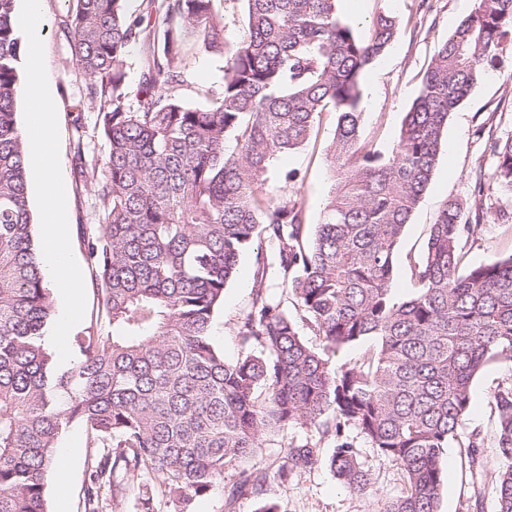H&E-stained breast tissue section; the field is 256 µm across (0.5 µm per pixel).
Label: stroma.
Listing matches in <instances>:
<instances>
[{
    "instance_id": "obj_1",
    "label": "stroma",
    "mask_w": 512,
    "mask_h": 512,
    "mask_svg": "<svg viewBox=\"0 0 512 512\" xmlns=\"http://www.w3.org/2000/svg\"><path fill=\"white\" fill-rule=\"evenodd\" d=\"M75 0H42V41L49 87L56 98L60 133V166L67 196V213L74 256L79 263L86 289V317L98 312L97 290L87 262L82 230H95L103 222L94 189L77 174L74 154L83 149L87 163L103 166L106 156L100 135L98 111L85 104L86 82L75 69L71 49L60 25ZM473 0H436L434 10L419 18V0H338L341 17L358 35L369 36L371 22L381 13H392L400 22L399 32L386 51L366 72L362 80L361 135L365 142L382 153H390L396 144L403 118L419 93L421 80L435 50L449 33L470 13ZM192 87L204 89L220 82L222 57L190 43L185 57ZM492 126L496 138L512 136V45L500 55L479 83L452 112L444 132L439 158L430 181L405 229L399 247L398 267L393 293L410 297L412 286L410 259L422 255L441 207L457 200L470 207L476 201L489 204L488 221L482 231L468 239L465 261L469 264L491 263L512 255V234L504 232L503 216L512 217V198L495 185L484 188L476 197L474 182L478 174H490L495 158L476 131L481 125ZM336 128V115L323 113L318 132L304 148L274 160L272 177L293 171L297 180L289 183L285 197L306 199L307 222L321 223L323 208L334 178L326 160L325 149ZM254 255L246 253L236 278L224 290V303L213 319L212 336L227 360L240 352L237 323L247 311L253 285ZM512 381V363L495 362L476 378L472 386V406L467 413L465 432L480 433L484 439L479 462H472L466 449L451 447L442 461L444 474L438 512H495V477L501 462L494 440L497 412L492 394L498 385ZM307 429L289 427L271 433L256 451L254 459L235 460L224 468V479L204 497L195 499L192 512H224V487L235 481L242 470L260 465L277 470L291 443L304 439ZM62 444L71 455L70 474L65 489L56 484L47 487L49 512H84L83 488L88 479L87 461L93 455L82 426H73ZM360 461L371 477L370 488L357 493L344 487L329 465L294 474L287 481L270 479L264 495L242 496L236 512H257L262 499L274 500L279 512H376L381 501L398 496L403 488L401 471L390 461L377 456L366 442H359Z\"/></svg>"
}]
</instances>
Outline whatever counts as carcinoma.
<instances>
[{
  "label": "carcinoma",
  "instance_id": "carcinoma-1",
  "mask_svg": "<svg viewBox=\"0 0 512 512\" xmlns=\"http://www.w3.org/2000/svg\"><path fill=\"white\" fill-rule=\"evenodd\" d=\"M17 0H0V512H48L47 480L60 439L82 425L93 448L84 512H99L122 480L157 474L155 496L175 512L224 478V466L253 455L277 428H315L289 449L281 480L323 463L349 489L370 478L356 437L403 474L399 496L378 512H438L442 459L462 432L475 378L512 361V254L462 266L463 238L481 230L483 204L466 219L446 202L431 225L425 256L410 263L415 293L393 294L397 251L438 161L451 112L512 38V0H474L438 48L385 156L361 141V80L397 35L388 14L359 38L337 0H243L247 33L229 45L214 0H76L62 29L98 108L106 146L94 182L104 222L85 242L104 324L74 339L77 360L61 369L41 343L54 316L28 200L26 142L16 120L24 96ZM153 53L134 93L124 84L129 48ZM224 57L219 85L189 95L187 36ZM324 112L337 116L326 148L337 177L323 220L306 224L302 200L266 189L274 159L305 145ZM497 157L490 179L512 195V137L487 138ZM254 256L248 310L238 321L241 355L224 359L211 325L239 261ZM275 274L296 314L266 288ZM322 337L309 346L299 325ZM374 341L360 364L332 366L330 353ZM493 398L502 464L497 510L512 512V383ZM357 436H352L351 431ZM261 468L243 470L227 512L246 491L260 493Z\"/></svg>",
  "mask_w": 512,
  "mask_h": 512
}]
</instances>
